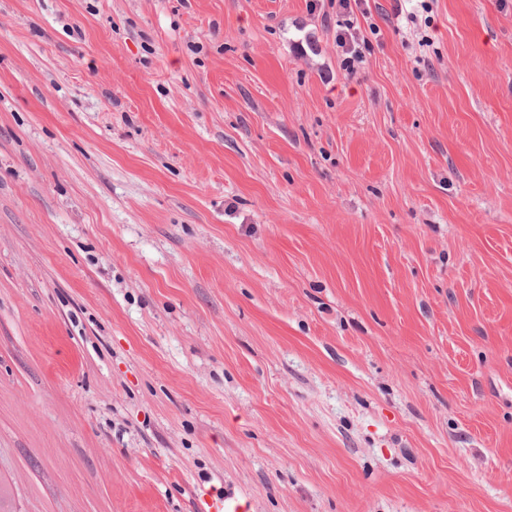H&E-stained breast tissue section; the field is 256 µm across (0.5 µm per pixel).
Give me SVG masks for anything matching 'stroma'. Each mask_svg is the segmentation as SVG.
<instances>
[{"label": "stroma", "instance_id": "35a3bbf8", "mask_svg": "<svg viewBox=\"0 0 512 512\" xmlns=\"http://www.w3.org/2000/svg\"><path fill=\"white\" fill-rule=\"evenodd\" d=\"M0 0V512H512V0ZM336 42L342 49L345 70L348 74H355L361 64L364 63V55L360 45L366 44L367 37L360 26H355L353 22L345 23V29L336 36Z\"/></svg>", "mask_w": 512, "mask_h": 512}]
</instances>
